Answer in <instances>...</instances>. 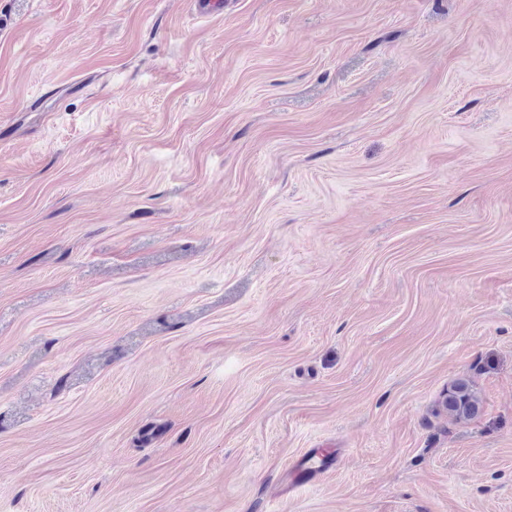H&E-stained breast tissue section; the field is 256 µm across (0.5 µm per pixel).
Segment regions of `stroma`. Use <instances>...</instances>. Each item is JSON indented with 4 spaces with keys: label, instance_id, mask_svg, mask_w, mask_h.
<instances>
[{
    "label": "stroma",
    "instance_id": "stroma-1",
    "mask_svg": "<svg viewBox=\"0 0 512 512\" xmlns=\"http://www.w3.org/2000/svg\"><path fill=\"white\" fill-rule=\"evenodd\" d=\"M0 512H512V0H0ZM440 405L459 422L470 421L481 412V399L466 378H458L448 385ZM321 455L320 448H312L306 454H304L293 466L292 478L289 484H293L298 477L302 479V482L313 481L325 467L333 464V455L324 459Z\"/></svg>",
    "mask_w": 512,
    "mask_h": 512
}]
</instances>
